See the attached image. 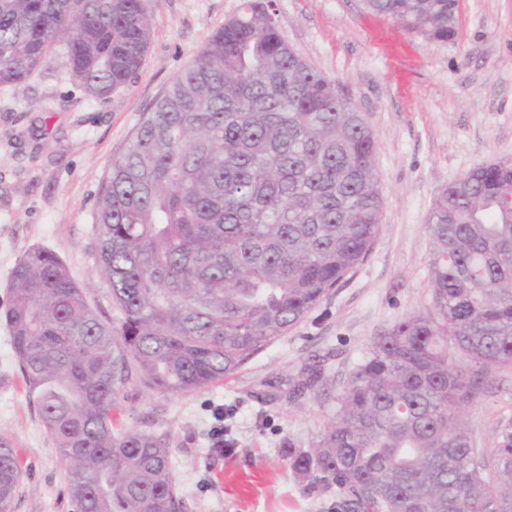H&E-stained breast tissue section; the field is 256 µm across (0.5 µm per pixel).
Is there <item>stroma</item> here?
Masks as SVG:
<instances>
[{
	"instance_id": "stroma-1",
	"label": "stroma",
	"mask_w": 512,
	"mask_h": 512,
	"mask_svg": "<svg viewBox=\"0 0 512 512\" xmlns=\"http://www.w3.org/2000/svg\"><path fill=\"white\" fill-rule=\"evenodd\" d=\"M242 4L149 0L146 60L109 100L71 78L59 47L22 87L0 85V312L18 260L44 247L63 260L98 316L118 323L96 233L103 179L144 113ZM275 8L289 44L374 134L381 230L338 288L229 379L175 396L127 385L112 418L168 442L182 512H340L335 494L304 492L286 447L315 444L377 336L431 311L427 226L438 192L475 167L512 157V0H460L446 42L407 31L366 0H275ZM9 336L0 320V438L16 449L23 472L10 512H76L65 463ZM312 369L321 370V383L289 396ZM219 409L231 412L233 446L216 453ZM465 416L477 447H496L512 423L511 366L483 377Z\"/></svg>"
}]
</instances>
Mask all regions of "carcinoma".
I'll return each instance as SVG.
<instances>
[{"instance_id": "obj_1", "label": "carcinoma", "mask_w": 512, "mask_h": 512, "mask_svg": "<svg viewBox=\"0 0 512 512\" xmlns=\"http://www.w3.org/2000/svg\"><path fill=\"white\" fill-rule=\"evenodd\" d=\"M430 39L458 0H367ZM147 0H0V85L56 44L107 100L141 67ZM373 133L293 49L272 0H244L144 114L112 160L96 211L102 274L121 313L87 305L53 252L21 257L3 318L78 512H181L170 448L112 409L136 380L161 395L235 374L359 265L381 229ZM429 236L433 310L378 336L308 450L288 445L311 495L344 512H512V427L486 454L464 407L512 365V160L441 190ZM22 470L0 439V512Z\"/></svg>"}]
</instances>
